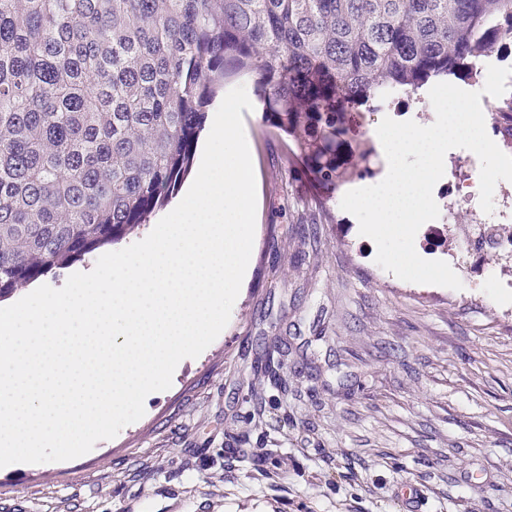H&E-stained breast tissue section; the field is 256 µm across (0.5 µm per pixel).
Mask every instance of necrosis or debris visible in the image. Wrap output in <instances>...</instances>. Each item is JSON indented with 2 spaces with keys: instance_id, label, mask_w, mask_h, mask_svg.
Segmentation results:
<instances>
[{
  "instance_id": "1",
  "label": "necrosis or debris",
  "mask_w": 512,
  "mask_h": 512,
  "mask_svg": "<svg viewBox=\"0 0 512 512\" xmlns=\"http://www.w3.org/2000/svg\"><path fill=\"white\" fill-rule=\"evenodd\" d=\"M480 162L471 151L448 155V190L441 220L430 234L449 258L468 260L481 276L504 279L512 285V197L494 196L493 213L479 204Z\"/></svg>"
}]
</instances>
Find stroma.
Masks as SVG:
<instances>
[{
    "instance_id": "stroma-1",
    "label": "stroma",
    "mask_w": 512,
    "mask_h": 512,
    "mask_svg": "<svg viewBox=\"0 0 512 512\" xmlns=\"http://www.w3.org/2000/svg\"><path fill=\"white\" fill-rule=\"evenodd\" d=\"M242 117L257 211L229 323L115 438L0 468V512H512V288L383 270ZM273 337L281 387L258 364Z\"/></svg>"
}]
</instances>
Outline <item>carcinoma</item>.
<instances>
[{
  "instance_id": "1",
  "label": "carcinoma",
  "mask_w": 512,
  "mask_h": 512,
  "mask_svg": "<svg viewBox=\"0 0 512 512\" xmlns=\"http://www.w3.org/2000/svg\"><path fill=\"white\" fill-rule=\"evenodd\" d=\"M508 32L512 0H0V299L146 224L227 80L329 200L379 94L474 78ZM495 122L512 145L511 98ZM259 362L281 380L277 344Z\"/></svg>"
}]
</instances>
